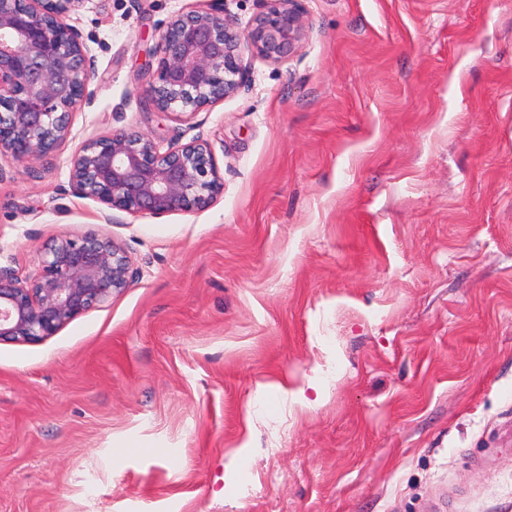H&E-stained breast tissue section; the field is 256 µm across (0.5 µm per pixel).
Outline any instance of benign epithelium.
<instances>
[{
  "label": "benign epithelium",
  "instance_id": "benign-epithelium-1",
  "mask_svg": "<svg viewBox=\"0 0 512 512\" xmlns=\"http://www.w3.org/2000/svg\"><path fill=\"white\" fill-rule=\"evenodd\" d=\"M84 2L0 0V157L52 156L71 135L74 112L93 97L92 56L68 23ZM270 2L246 33L219 13L176 14L159 36L149 104L182 121L241 88L245 53L277 59L298 48L306 36L300 0ZM70 187L108 210L160 217L208 206L224 178L205 141L163 151L144 134L119 130L80 147ZM129 273L124 250L94 232L53 241L25 277L0 267V342L54 335L127 288Z\"/></svg>",
  "mask_w": 512,
  "mask_h": 512
}]
</instances>
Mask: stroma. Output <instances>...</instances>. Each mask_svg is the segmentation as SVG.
<instances>
[{"instance_id":"35a3bbf8","label":"stroma","mask_w":512,"mask_h":512,"mask_svg":"<svg viewBox=\"0 0 512 512\" xmlns=\"http://www.w3.org/2000/svg\"><path fill=\"white\" fill-rule=\"evenodd\" d=\"M307 34L177 121L147 69L178 12L86 0L95 95L48 159L0 158V266L97 233L130 285L0 343V512H512V0H301ZM126 129L207 142L209 206L73 194Z\"/></svg>"}]
</instances>
